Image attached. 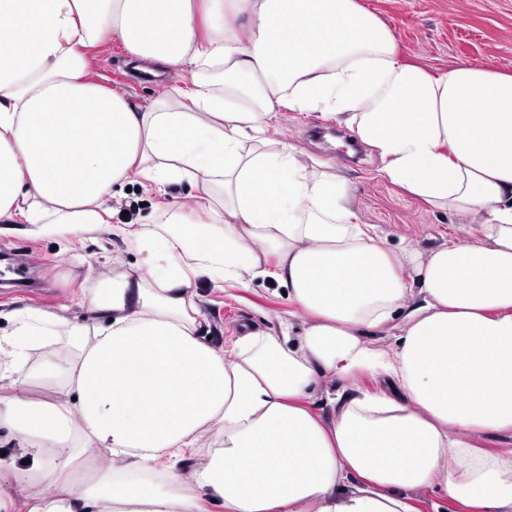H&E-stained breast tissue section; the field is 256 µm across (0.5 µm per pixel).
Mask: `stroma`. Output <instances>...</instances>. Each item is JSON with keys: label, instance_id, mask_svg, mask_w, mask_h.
Masks as SVG:
<instances>
[{"label": "stroma", "instance_id": "1", "mask_svg": "<svg viewBox=\"0 0 512 512\" xmlns=\"http://www.w3.org/2000/svg\"><path fill=\"white\" fill-rule=\"evenodd\" d=\"M375 14L395 37L404 60L430 71H442L467 63H483L512 72V0H359ZM88 69L93 81L123 94L136 109H148L157 99L178 103V91L189 89L194 81L205 79L214 89L222 82L209 70L194 73L164 69L159 75H146L121 41L90 49ZM348 127L319 112H291L281 109L271 120L265 139L250 140L243 148L249 153L272 154L289 145L297 158L310 166L340 175L347 182L361 224L372 226L392 249L414 242L429 249L461 238L457 219L433 209L420 199L404 193L381 172L382 163L371 148H364L359 161H350L343 145L355 141ZM179 208L192 220L206 215L188 185L169 187L166 194L152 195L132 186L114 204L113 224L138 223L152 215L155 226L168 224L172 208ZM25 263L40 291L31 296L17 283L0 284V312L23 308L54 310L69 307L71 315L83 316L75 306L78 286L95 287L118 272L143 267L142 253L119 238L98 231L80 241L35 239L18 230L0 231V259ZM204 326L212 344L222 345L251 329H270L286 320L293 307L274 284L257 282L248 288L216 286L197 279L192 287ZM392 391V384L379 375L359 373L341 380L322 378L315 403L322 416L331 407L326 396L330 389Z\"/></svg>", "mask_w": 512, "mask_h": 512}]
</instances>
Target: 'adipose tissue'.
Listing matches in <instances>:
<instances>
[{
    "label": "adipose tissue",
    "mask_w": 512,
    "mask_h": 512,
    "mask_svg": "<svg viewBox=\"0 0 512 512\" xmlns=\"http://www.w3.org/2000/svg\"><path fill=\"white\" fill-rule=\"evenodd\" d=\"M0 16L1 224L77 237L110 224L132 182L224 192L206 223L175 212L171 230L129 232L164 265L82 289L92 321L12 313L9 379L28 384L39 349L58 393L0 398V442L26 434L24 457L0 455V483L62 486L27 512H417L419 488L512 512V448L474 444L512 434V74L404 62L357 0H0ZM114 38L150 64L223 69L225 92L199 81L179 106L135 109L88 77L87 49ZM284 107L334 116L467 241L391 252L354 223L340 176L288 147L244 152ZM200 276L276 283L307 320L212 345L189 291ZM395 318L394 348L365 344ZM362 371L396 396L342 391L330 417L314 410L322 377ZM90 449L111 467L71 480ZM188 451L202 459L190 483L166 465Z\"/></svg>",
    "instance_id": "ef3b65f1"
}]
</instances>
